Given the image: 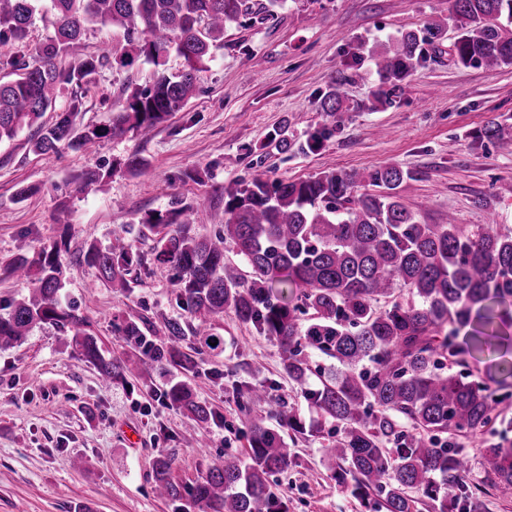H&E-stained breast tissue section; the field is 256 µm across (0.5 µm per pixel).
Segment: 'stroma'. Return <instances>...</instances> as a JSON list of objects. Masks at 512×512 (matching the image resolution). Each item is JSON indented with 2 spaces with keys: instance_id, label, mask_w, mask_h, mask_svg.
<instances>
[{
  "instance_id": "stroma-1",
  "label": "stroma",
  "mask_w": 512,
  "mask_h": 512,
  "mask_svg": "<svg viewBox=\"0 0 512 512\" xmlns=\"http://www.w3.org/2000/svg\"><path fill=\"white\" fill-rule=\"evenodd\" d=\"M435 23L444 29L441 45L427 48L399 96L380 106L373 46ZM456 35L448 0H288L276 21L226 27L195 96L149 137L130 131L102 140L91 154L51 158L30 151L26 129L1 142L0 313L31 288L8 270L20 245L65 241L62 302L74 307L105 358L135 365L139 349L118 326L133 320L148 339H163L166 319L181 313L168 270L148 263L123 290L98 280L79 254L116 235L149 253L138 222L152 210L178 211L179 222L214 233L224 218L225 185L259 174L299 180L395 164L412 173L399 194L420 223L477 225L493 215L512 227V140L480 136L490 122H512V64L457 65L449 53ZM155 76L150 64L130 72L103 67L81 91L76 126L109 124L124 105L125 85L146 86ZM337 84L342 111L321 112L322 96ZM323 125L332 137L316 151H298L307 131ZM281 126L291 143L285 153L265 146ZM133 154L144 163L137 172L120 166ZM89 168L110 177L84 193L79 182ZM23 186L29 196H18ZM201 197L203 211L195 207ZM215 327L223 349L197 353L183 345L195 355L196 373L169 365L108 388L79 356L69 328L39 325L0 349V512H173L154 491V460L166 455L172 480L190 486L225 455L246 456L235 391L245 382L270 384L305 425L287 439L288 469L270 479L288 512H368L336 481L324 453L332 434L317 430L300 387L283 373L277 341L230 311ZM179 379L219 421L192 424L161 400L167 383Z\"/></svg>"
}]
</instances>
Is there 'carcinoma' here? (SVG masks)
<instances>
[{"label": "carcinoma", "mask_w": 512, "mask_h": 512, "mask_svg": "<svg viewBox=\"0 0 512 512\" xmlns=\"http://www.w3.org/2000/svg\"><path fill=\"white\" fill-rule=\"evenodd\" d=\"M287 0H0V142L27 128L30 150L51 157L63 149L87 152L108 137L129 130L149 133L195 94L213 50L224 45V29L277 18ZM459 33L451 56L464 66L512 64V0H451ZM54 36L40 46L27 42L36 20ZM91 25L112 28L122 41L105 45L61 65ZM443 39L440 25L406 30L375 51V73L390 93L402 88L423 56L424 46ZM182 59L175 73L163 69L167 56ZM107 63L130 71L142 63L157 67L154 82L127 93L126 106L105 126L78 129L72 116L82 99L46 125L60 90L96 81ZM336 85L323 98L324 112L342 108ZM333 135L323 126L307 133L301 149L313 150ZM488 140L512 139V125L493 122ZM411 177L389 164L371 170L321 172L303 180L233 181L224 187V223L201 237L176 212L153 213L139 222L153 236L155 260L169 268L177 298L196 320L188 327L167 322V344L149 342L139 359L147 370L164 365L196 371L181 350L186 330L200 347L224 345L214 327L231 310L273 337L282 351V369L304 387L303 396L325 420L337 423L338 438L327 448L337 462L336 481L379 512H414L415 489L434 512H479L481 495L512 492V417L508 399L465 371L467 350L460 331L476 323V343L511 342L512 229L484 224L469 229L448 220L422 224L398 200L397 189ZM361 186L373 193L355 194ZM248 268L224 260L226 244ZM62 246L21 255L11 273L32 283L31 292L0 315V346L23 340L38 324L74 330L82 359L104 384L125 379L128 367L108 361L95 337L59 299ZM81 261L114 288H129L127 276L146 263L121 237L102 247L85 246ZM336 360L341 369L318 388L306 387L311 373L307 351ZM236 392L247 428L248 457H224L191 487L170 478L171 462L159 456L153 467L157 492L172 501L189 497L210 512H288L270 490L269 477L288 469L290 448L275 430L251 416L271 402L269 388L242 384ZM164 399L195 422L215 419L212 407L194 399L190 386H167ZM279 427L300 433L303 422L292 407H280ZM461 434L485 449L482 477L471 478V460L457 442ZM501 441L487 445V435Z\"/></svg>", "instance_id": "carcinoma-1"}]
</instances>
